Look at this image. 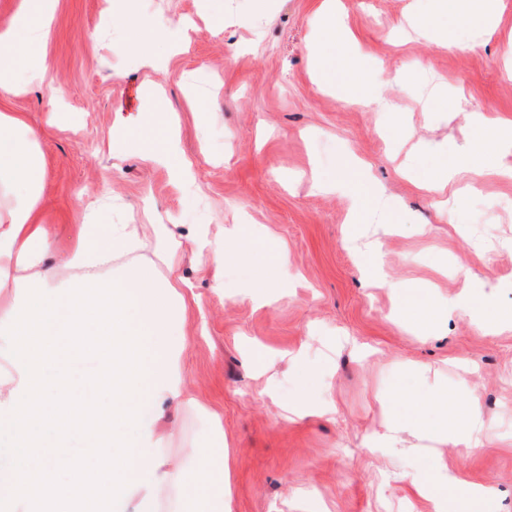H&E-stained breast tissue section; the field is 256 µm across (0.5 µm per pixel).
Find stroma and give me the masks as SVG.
I'll return each instance as SVG.
<instances>
[{
	"mask_svg": "<svg viewBox=\"0 0 512 512\" xmlns=\"http://www.w3.org/2000/svg\"><path fill=\"white\" fill-rule=\"evenodd\" d=\"M325 0H58L45 46L49 76L65 112L47 125L43 85L0 99L39 131L45 159V220L53 233L48 258L58 278L80 224L83 190L108 189L105 224L155 219L177 235L205 226L230 257L216 275L203 256L184 252L177 277L199 296L187 311L183 354L196 404L168 403L174 433L168 454L190 465L209 439L211 419L224 425V512H433L413 481L452 474L490 487L488 512H512V327L483 331L449 310L468 283L485 284L494 303L512 310V177L495 176L477 191L431 194L399 168L413 160L419 177L479 137L475 111L512 120V0H498L493 26L450 17L454 41L433 28L401 36L428 0H336L363 49L361 64L380 73L385 112L323 89L311 64L331 53L317 20ZM196 20L166 72L142 66L130 48L134 20ZM162 84L178 118L182 158L197 172L175 190L164 168L112 150L117 124L144 126L143 87ZM366 166L396 204L399 230L383 238L385 278L369 284L362 258L343 245L350 207L338 192H320L314 176L336 179L344 157ZM237 224L262 240L237 258ZM288 253L277 267L270 253ZM464 267H456L457 259ZM287 279L286 290L257 303L245 287L262 273ZM402 288L425 289L439 318L420 333L395 318ZM445 392L451 402L478 401L495 444L472 453L449 445L426 451L415 438L387 448L372 433L394 400L402 416L415 401ZM328 414L289 423L300 398Z\"/></svg>",
	"mask_w": 512,
	"mask_h": 512,
	"instance_id": "35a3bbf8",
	"label": "stroma"
}]
</instances>
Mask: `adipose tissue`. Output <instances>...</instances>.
<instances>
[{
	"instance_id": "obj_1",
	"label": "adipose tissue",
	"mask_w": 512,
	"mask_h": 512,
	"mask_svg": "<svg viewBox=\"0 0 512 512\" xmlns=\"http://www.w3.org/2000/svg\"><path fill=\"white\" fill-rule=\"evenodd\" d=\"M54 0H22L19 10L0 20V92L15 97L25 92L15 80L16 71L23 70L31 81L44 82L42 45L50 32ZM325 37L342 46L340 57L318 55L313 59L321 80L328 81L342 71H350V85L359 90L365 101L378 102L381 83L379 74L358 78L359 66L350 46L351 37L341 19L329 14L319 24ZM177 121L166 127L161 147H150L141 134L114 129L113 145L141 154L147 161L167 168L171 180L179 185L196 179L192 164L173 154L171 147L179 138ZM343 178L337 187L352 201V229L346 240L361 244L373 261L382 258L380 239H362L358 231L373 214V205L380 199L381 190L370 179L362 164L351 157L341 162ZM489 166L452 159L444 163L439 174L425 182L429 192H443L448 184L465 181L474 189L477 178L490 174ZM44 159L39 139L15 112L0 111V190L9 192L10 202L0 208V321L6 319L15 303L13 287L23 277L43 278L49 288L59 284L53 267L46 257L53 239L44 222ZM144 227L140 224H101L87 218L68 250L64 264L75 275H98L112 262H121L119 274L122 286L138 298V317L152 331L150 348L160 359L151 364L149 378L152 398L143 407L142 415L150 425L151 435L139 439L134 448V476L144 482L139 489L135 512H156V495L165 486L179 487L181 493L174 505L178 512H224V440L216 438L200 445L191 470L171 466L164 450L170 433L161 421L160 408L170 400L193 403L182 363L184 344L177 338L183 333L187 304L194 293L178 289L171 279L159 276L157 265L175 270L181 260L182 241L162 244L155 261L138 262L133 258L143 243ZM428 412L438 413L441 424L428 430L426 414L417 415L410 426L416 437H428L436 444L452 443L469 449L492 444L493 437L479 405L464 407L449 403L443 395L432 396ZM418 492L425 494L434 508L452 502L456 512H484L492 491L481 485L465 484L455 476L441 477L421 484Z\"/></svg>"
}]
</instances>
